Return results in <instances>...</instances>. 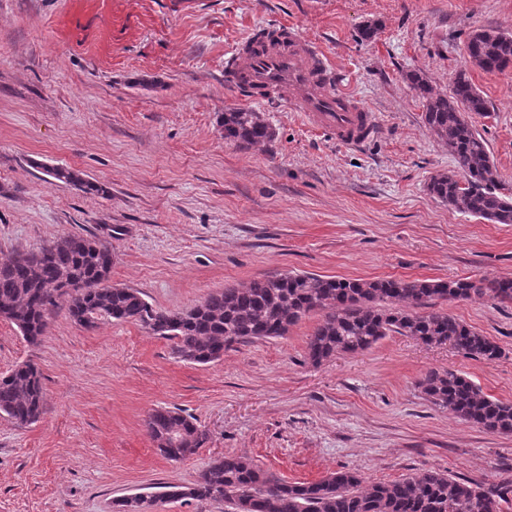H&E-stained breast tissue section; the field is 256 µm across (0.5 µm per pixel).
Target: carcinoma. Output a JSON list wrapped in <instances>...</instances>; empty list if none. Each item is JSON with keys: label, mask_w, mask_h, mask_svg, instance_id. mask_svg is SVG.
I'll return each mask as SVG.
<instances>
[{"label": "carcinoma", "mask_w": 512, "mask_h": 512, "mask_svg": "<svg viewBox=\"0 0 512 512\" xmlns=\"http://www.w3.org/2000/svg\"><path fill=\"white\" fill-rule=\"evenodd\" d=\"M466 56L486 72L512 69V32L473 30ZM405 79L424 103V122L456 162L453 172L433 175L429 194L451 209L496 224H512V197L500 192L497 170L486 143L466 116L489 110L472 83L468 67L454 74L450 92L436 93L420 71ZM224 139L242 149L272 141L275 132L255 112L228 109L221 116ZM55 182L86 192L100 187L71 169L53 167ZM112 251L75 234L61 235L35 251L17 253L0 264V318L10 321L31 344L41 341L58 309L85 328L106 317L140 325L174 341L182 361L215 362L241 342L283 337L303 317L322 313L307 339L315 365L342 353L371 348L397 333L426 345L451 344L459 351L492 362L500 347L452 315L434 309L435 301H467L488 296L512 303V279L404 280L357 279L287 272L252 280L245 288L228 287L198 305L179 311L154 308L133 288L110 284ZM426 311L420 313L418 309ZM419 387L435 406L464 421L501 434H512V403L485 394L467 377L450 369H430ZM45 393L38 368L16 366L0 376V414L19 426L36 423ZM146 430L165 458L180 461L204 445L207 435L193 419L157 408ZM509 490L456 479L425 470L392 482H366L360 474L340 470L307 483H287L266 475L250 459L226 455L213 460L191 487L165 485L141 500L139 512L156 501L220 500L233 512H504Z\"/></svg>", "instance_id": "1"}]
</instances>
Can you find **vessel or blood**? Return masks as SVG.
<instances>
[{"mask_svg":"<svg viewBox=\"0 0 512 512\" xmlns=\"http://www.w3.org/2000/svg\"><path fill=\"white\" fill-rule=\"evenodd\" d=\"M224 80L252 103L293 89V110L344 145H362L376 129L372 113L343 90L326 50L285 23L258 26L238 42L224 63Z\"/></svg>","mask_w":512,"mask_h":512,"instance_id":"vessel-or-blood-1","label":"vessel or blood"}]
</instances>
